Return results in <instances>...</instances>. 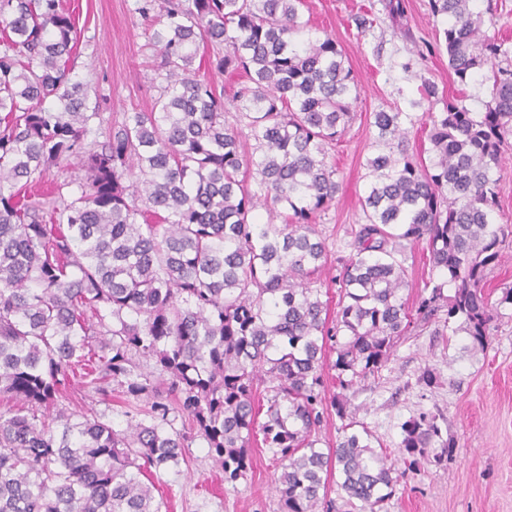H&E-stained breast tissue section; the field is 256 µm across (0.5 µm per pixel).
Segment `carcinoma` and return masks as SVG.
I'll use <instances>...</instances> for the list:
<instances>
[{
    "label": "carcinoma",
    "mask_w": 512,
    "mask_h": 512,
    "mask_svg": "<svg viewBox=\"0 0 512 512\" xmlns=\"http://www.w3.org/2000/svg\"><path fill=\"white\" fill-rule=\"evenodd\" d=\"M477 2L430 6L457 83L487 86L485 111L464 93L446 100L427 162L405 145L409 113H374L365 223L336 257L331 320L314 287L330 257L315 220L336 202L328 147L360 91L336 40L310 37L305 0H135L164 86L101 145L100 113L67 77L77 34L60 0H0V397L14 402L0 409V512H161L140 475L178 465L199 437L233 483L258 432L281 461L280 512H331L335 469L343 512H381L404 472L344 392L432 322L485 351L512 304L511 288L495 302L484 288L512 238L496 177L512 136V63L499 58L512 51ZM202 44L212 69L244 78L228 105L193 68ZM72 156L77 191L64 194L65 179L53 198L27 195ZM420 241L441 280L411 311L405 252ZM328 341L340 392L326 405ZM78 368L85 393L121 389L125 428L58 406ZM330 408L340 436L324 451ZM401 436L410 469L452 455L433 414L409 417Z\"/></svg>",
    "instance_id": "carcinoma-1"
}]
</instances>
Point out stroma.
<instances>
[{"instance_id": "obj_1", "label": "stroma", "mask_w": 512, "mask_h": 512, "mask_svg": "<svg viewBox=\"0 0 512 512\" xmlns=\"http://www.w3.org/2000/svg\"><path fill=\"white\" fill-rule=\"evenodd\" d=\"M61 6L78 33L70 75L87 85L89 103L100 112L103 141L115 120L150 111L158 94L159 60L145 46L148 24L135 13L134 0H61ZM367 8L377 20L362 33L352 17ZM304 13L312 37L335 38L360 87L356 116L329 155L341 189L335 206L319 220L337 254L351 228L364 221L360 200L368 184L365 163L374 113L411 112L408 149L425 158L427 115L442 111L444 98L458 95L459 86L448 70L446 50L434 46L443 22L433 16L429 0H408L405 16L396 20L380 0H306ZM425 82L436 85V98L420 100ZM427 367L440 378L436 389L418 381ZM350 400L394 464L402 462L401 423L423 411L444 417L455 445L444 465L424 462L407 472L383 512H512L511 306L503 308L489 346L480 353L471 351L466 334L447 338L431 327L400 340L379 378L356 386ZM248 455L245 477L228 484L205 443L194 440L185 463L161 471L155 480L163 512H279L278 460L257 437Z\"/></svg>"}]
</instances>
